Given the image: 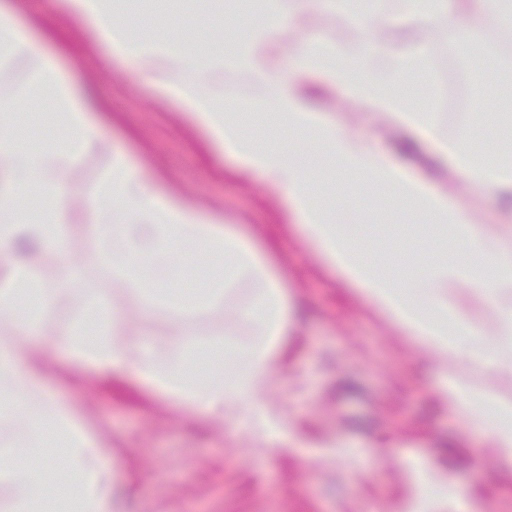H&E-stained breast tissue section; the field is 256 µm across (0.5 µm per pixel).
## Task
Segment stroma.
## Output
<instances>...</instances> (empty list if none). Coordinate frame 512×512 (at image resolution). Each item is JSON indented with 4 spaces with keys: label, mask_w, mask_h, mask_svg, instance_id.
I'll use <instances>...</instances> for the list:
<instances>
[{
    "label": "stroma",
    "mask_w": 512,
    "mask_h": 512,
    "mask_svg": "<svg viewBox=\"0 0 512 512\" xmlns=\"http://www.w3.org/2000/svg\"><path fill=\"white\" fill-rule=\"evenodd\" d=\"M19 6L22 24L36 21L57 34L45 49L57 55L77 86L94 91L113 146L160 192L257 235L300 310L280 349L279 369L260 392L280 424L276 433L252 418L196 414L131 370L103 372L79 364L49 337H37L46 389L79 408L111 460L112 482L122 492L115 512H401L418 493L417 478L425 469L447 475L446 484L428 490L443 505L474 488L478 512H512V470L498 463L488 439L440 401L436 358L417 357L407 337L326 266L297 230L284 196L238 173L232 157L206 146L204 133L160 85L128 75L126 62L95 42L65 7L49 8L46 0H19ZM125 19L136 35H174L215 52L223 49L225 35L249 25L247 10L223 13L210 4L202 12L186 11L175 0L161 11L153 0H140ZM404 32L407 45L422 44L432 57L428 83L413 86L411 96L445 126L449 65L472 71L478 62L452 48L447 24L408 23ZM365 36L364 29L328 15L319 27L289 33L288 39L299 51L323 39ZM28 78L22 64L0 71V99L15 101L18 120L46 138L48 106L18 95ZM312 104L330 121L374 132L383 152L447 184L449 203L468 208L512 246V222L496 221L493 200L470 196L461 179L435 166L429 146L400 154L401 131L344 96L322 94ZM499 107L492 84H483L471 96L461 133L499 151ZM426 230L422 218L403 208L388 211L381 199L358 211L351 238L369 261L380 263L392 258L389 242L412 241ZM41 273L63 291L56 320L80 319L91 299L114 300L127 311L130 340L144 337L164 346L178 339V325L165 310L142 318L136 296L100 261L84 231L72 234L66 259H51ZM257 287L256 280H243L223 306L192 319L188 343L207 351L229 334L246 339L236 312Z\"/></svg>",
    "instance_id": "35a3bbf8"
}]
</instances>
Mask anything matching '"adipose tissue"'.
<instances>
[{"instance_id": "ef3b65f1", "label": "adipose tissue", "mask_w": 512, "mask_h": 512, "mask_svg": "<svg viewBox=\"0 0 512 512\" xmlns=\"http://www.w3.org/2000/svg\"><path fill=\"white\" fill-rule=\"evenodd\" d=\"M70 13L106 43L113 55L131 63L137 74L161 77L166 93L204 131L210 145L232 155L241 173L281 190L308 244L339 277L409 339L417 354L460 360L492 373L498 360L512 356V247L489 234L464 208L448 203V193L423 176L396 165L372 139L336 126L306 102V85L316 82L344 93L397 128L435 144L440 160L485 198L512 194V165L488 157L478 142L448 140L426 107L410 103L403 81H417L432 66L429 53L401 46L398 30L345 47L310 43L294 68H285L282 37L288 29L314 26L319 15L336 13L352 24L382 22L386 0H319L318 12L306 0H269L264 15L247 33L226 39L222 55L189 49L174 37L134 38L113 23L125 0H65ZM402 16L422 24L447 22L454 46L481 44V21L493 15L512 32V0H398ZM33 62L26 95H49L61 131L42 140L19 132L8 104L0 101V250L13 251L29 241L37 253L57 254L74 226L96 237L100 257L113 276L138 297L143 316L160 308L181 320L220 306L241 277L259 287L238 310L250 340L231 345L232 359L193 368L195 354L185 347L166 353L128 343L126 315L120 305L93 301L80 322L59 323V344L76 361L97 369L133 365L137 376L156 391L202 414L245 404L254 411L260 384L278 367V349L293 323L288 290L258 242L230 224H220L191 203L151 188L121 150H113L110 171L81 187L68 177L71 161L101 146L104 118L84 90L74 84L57 59L43 51L34 32L0 0V70ZM249 73L264 89L258 110L267 112L280 142L254 139L229 110L227 98L207 92L204 81L222 78L226 68ZM324 144L334 170L355 185L385 190L392 205L407 202L428 223L444 227L450 252L410 256L403 275L366 263L349 243L345 225L334 223L326 199L310 188L312 175L298 141ZM187 267L194 287L181 295L164 289L171 269ZM32 258L14 259L0 280V400H10L27 437L15 460L0 470L13 494V512H112L111 461L78 410L47 393L40 369L25 341L42 333L56 300L45 287ZM491 305L497 319L486 330L458 304L462 291ZM439 394L472 429L489 435L505 465H512V402L465 384L455 375L441 377ZM64 445L66 474L51 481L40 457Z\"/></svg>"}]
</instances>
